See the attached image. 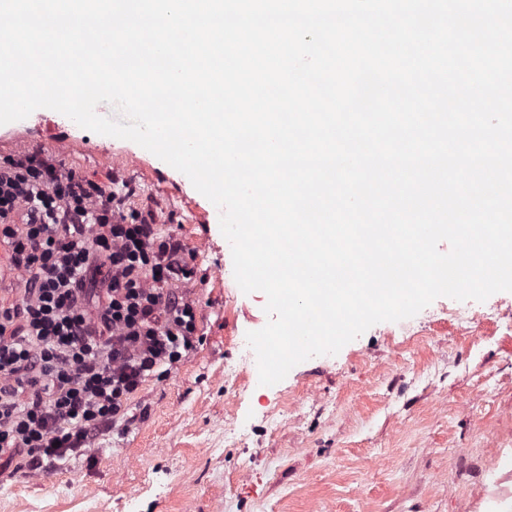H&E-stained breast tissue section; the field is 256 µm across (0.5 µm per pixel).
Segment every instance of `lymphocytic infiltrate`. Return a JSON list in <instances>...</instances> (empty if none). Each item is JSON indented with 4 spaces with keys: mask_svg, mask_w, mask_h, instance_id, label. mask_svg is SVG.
<instances>
[{
    "mask_svg": "<svg viewBox=\"0 0 512 512\" xmlns=\"http://www.w3.org/2000/svg\"><path fill=\"white\" fill-rule=\"evenodd\" d=\"M156 218L42 152L0 159V245L22 275L19 303L0 305V455L15 472L87 454L199 344L178 289L195 255Z\"/></svg>",
    "mask_w": 512,
    "mask_h": 512,
    "instance_id": "f902f5d3",
    "label": "lymphocytic infiltrate"
}]
</instances>
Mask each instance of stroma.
Wrapping results in <instances>:
<instances>
[{
    "label": "stroma",
    "mask_w": 512,
    "mask_h": 512,
    "mask_svg": "<svg viewBox=\"0 0 512 512\" xmlns=\"http://www.w3.org/2000/svg\"><path fill=\"white\" fill-rule=\"evenodd\" d=\"M83 139L96 152L64 153ZM39 150L102 185L135 188L132 207H152L160 230L201 243L193 281L195 351L132 401L127 432H109L93 457L40 476L0 477V512H498L492 496L512 493V292L488 299L501 312L465 336L444 316L426 330L374 325L337 354L294 366L272 386L225 376L238 363L237 338L263 328V292L234 279L219 210L187 176L136 143L39 113L0 130V159ZM247 426L236 443L224 421Z\"/></svg>",
    "instance_id": "35a3bbf8"
}]
</instances>
